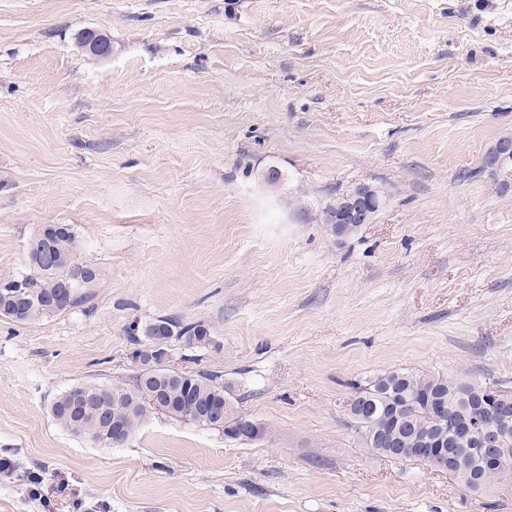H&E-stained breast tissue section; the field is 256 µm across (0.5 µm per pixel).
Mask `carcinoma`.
<instances>
[{
  "mask_svg": "<svg viewBox=\"0 0 512 512\" xmlns=\"http://www.w3.org/2000/svg\"><path fill=\"white\" fill-rule=\"evenodd\" d=\"M77 240L50 239L38 229L27 244V273L18 280L0 284V318L17 323H31L56 313L51 297L70 288L69 308L86 302L99 280V270L92 264L75 281L76 262L80 261ZM200 323L186 322L178 317H161L139 328L131 327L130 335L147 338L135 359L147 364L155 353V340L161 336L182 344L187 349L197 348ZM136 375L129 383H82L60 394L52 404L54 419L72 434L84 437L103 447L112 448V417L119 416L125 423V438H130L153 413L151 396L159 393L169 401L167 416L173 420L213 429L215 424L232 423L243 419V414L230 396L220 375L208 371L176 372L157 368L146 383ZM480 388L449 380L443 376L418 374L395 370L378 374L354 387L353 405L349 409L351 421L365 447L381 454L387 449L377 448L373 436L385 425L388 409L395 408L401 420L399 448L402 458L416 459L411 449L416 440L426 434L451 437L455 424L481 413L476 402ZM441 402L448 407V423L437 421L430 414V406ZM506 465L472 468L460 471L457 482L467 483L473 491L486 490L491 483L512 479V439L505 443Z\"/></svg>",
  "mask_w": 512,
  "mask_h": 512,
  "instance_id": "cac0c4a2",
  "label": "carcinoma"
}]
</instances>
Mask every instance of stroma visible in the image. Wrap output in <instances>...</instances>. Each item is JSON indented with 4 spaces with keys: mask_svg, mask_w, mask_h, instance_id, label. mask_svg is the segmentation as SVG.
<instances>
[{
    "mask_svg": "<svg viewBox=\"0 0 512 512\" xmlns=\"http://www.w3.org/2000/svg\"><path fill=\"white\" fill-rule=\"evenodd\" d=\"M510 134L512 0H0V282L47 224L100 270L81 307L0 318V512H512V482L372 452L347 407L395 370L512 388V190L482 169ZM363 185L382 207L336 238ZM165 316L210 342L164 367L222 375L261 440L54 420Z\"/></svg>",
    "mask_w": 512,
    "mask_h": 512,
    "instance_id": "stroma-1",
    "label": "stroma"
}]
</instances>
